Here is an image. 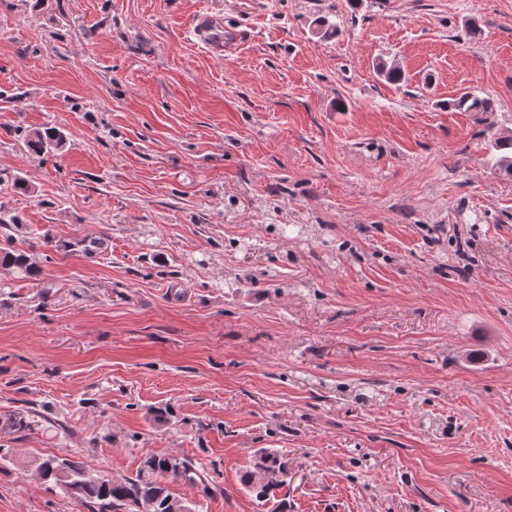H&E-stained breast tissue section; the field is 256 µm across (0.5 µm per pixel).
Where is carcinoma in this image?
<instances>
[{"label":"carcinoma","instance_id":"carcinoma-1","mask_svg":"<svg viewBox=\"0 0 512 512\" xmlns=\"http://www.w3.org/2000/svg\"><path fill=\"white\" fill-rule=\"evenodd\" d=\"M377 73L390 83L406 80L404 70L385 60L379 61ZM448 107L464 112H491L493 102L475 92H464L448 102ZM66 137L56 127H46L29 132L24 138V147L33 153H49L63 146ZM489 150L493 166L512 175V133L499 130L490 132ZM0 266L8 267L19 274H34L28 256L23 252L0 251ZM41 479L51 484L58 493L75 497L85 503L88 512H115L124 506L150 507L151 512H181L184 504L169 491L168 484L184 481L193 485L202 484L201 491L208 494L211 487L205 484L195 463L187 457L150 454L134 478L114 480L90 468L77 454L68 458L46 456L34 461ZM284 463L276 453H257L250 466L242 474L241 484L259 499L284 484Z\"/></svg>","mask_w":512,"mask_h":512}]
</instances>
